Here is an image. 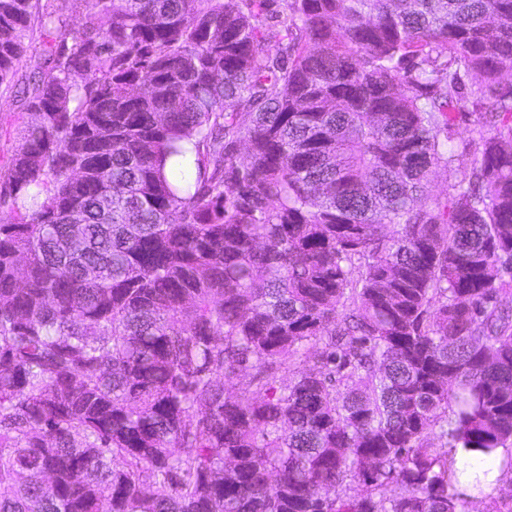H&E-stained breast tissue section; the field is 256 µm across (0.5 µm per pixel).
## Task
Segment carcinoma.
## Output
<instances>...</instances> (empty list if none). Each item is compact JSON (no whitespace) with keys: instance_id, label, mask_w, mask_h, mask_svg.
<instances>
[{"instance_id":"carcinoma-1","label":"carcinoma","mask_w":512,"mask_h":512,"mask_svg":"<svg viewBox=\"0 0 512 512\" xmlns=\"http://www.w3.org/2000/svg\"><path fill=\"white\" fill-rule=\"evenodd\" d=\"M22 61L0 512H488L512 0H0ZM478 114L465 113L459 119V123L457 126V136L454 142V149L457 154L456 164H459L463 167H470L473 156L468 153L467 150L464 149L465 144L471 137V130L475 127L477 123Z\"/></svg>"}]
</instances>
